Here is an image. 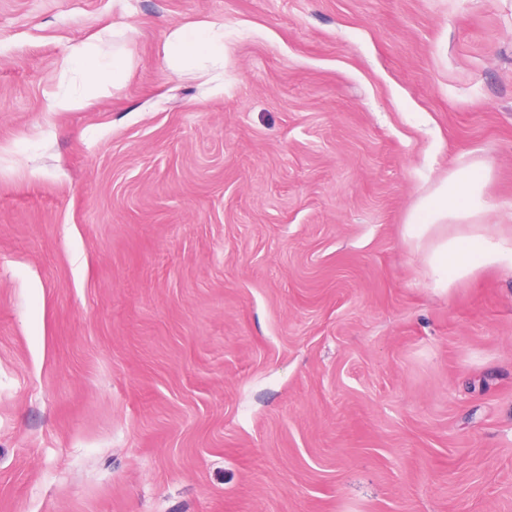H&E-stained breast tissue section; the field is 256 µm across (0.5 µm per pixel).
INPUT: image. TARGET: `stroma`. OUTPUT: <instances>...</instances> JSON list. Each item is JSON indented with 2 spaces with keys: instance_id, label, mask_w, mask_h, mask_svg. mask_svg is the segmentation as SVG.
I'll return each instance as SVG.
<instances>
[{
  "instance_id": "35a3bbf8",
  "label": "stroma",
  "mask_w": 512,
  "mask_h": 512,
  "mask_svg": "<svg viewBox=\"0 0 512 512\" xmlns=\"http://www.w3.org/2000/svg\"><path fill=\"white\" fill-rule=\"evenodd\" d=\"M477 161L512 241V0H0V512H512V266L406 225ZM164 64L171 72L224 67V26L203 21L173 29L163 46ZM131 62L123 49L104 52L97 44L76 42L71 44L62 60L63 76L74 75L76 80L51 93L47 98V111L71 112L100 92L117 87L128 77Z\"/></svg>"
}]
</instances>
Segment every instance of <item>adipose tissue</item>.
Here are the masks:
<instances>
[{
  "mask_svg": "<svg viewBox=\"0 0 512 512\" xmlns=\"http://www.w3.org/2000/svg\"><path fill=\"white\" fill-rule=\"evenodd\" d=\"M163 54L166 69L176 73L223 66L224 26L203 21L175 28L165 41ZM130 66L124 50L107 53L91 42L71 44L62 60V73L74 81L51 93L48 111H73L107 87L123 84ZM483 188L484 167L477 162L448 174L408 215L407 224L418 248L428 250L429 271L440 287H448L450 278L471 274L476 264L512 263V244L492 242L480 230L479 220L486 209ZM447 223L466 226L465 235L433 239L434 226Z\"/></svg>",
  "mask_w": 512,
  "mask_h": 512,
  "instance_id": "adipose-tissue-1",
  "label": "adipose tissue"
}]
</instances>
